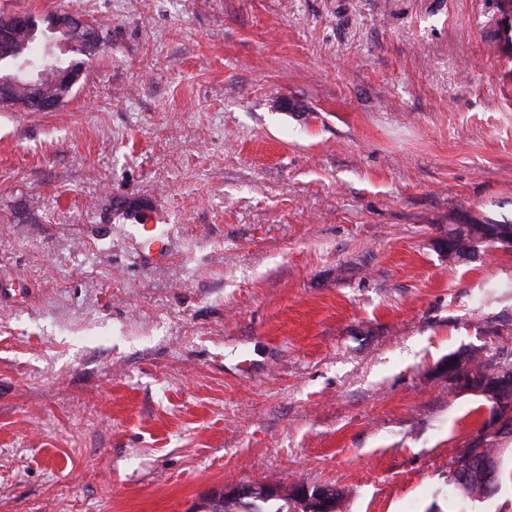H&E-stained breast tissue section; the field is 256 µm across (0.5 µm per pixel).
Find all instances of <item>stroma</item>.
<instances>
[{
    "label": "stroma",
    "mask_w": 512,
    "mask_h": 512,
    "mask_svg": "<svg viewBox=\"0 0 512 512\" xmlns=\"http://www.w3.org/2000/svg\"><path fill=\"white\" fill-rule=\"evenodd\" d=\"M101 46L0 111V512H190L239 482L342 512H512L448 462L512 363V0H0ZM52 22L53 31L55 33H61L64 37L58 40L59 44L54 41L51 42L55 47L59 46L61 42L73 44V40H77L74 38L77 34H85V39L95 41V34L88 31L87 28H85V25L70 13H59ZM487 240L480 236H471L469 241L465 243L466 252L461 248L460 241L457 237V233L448 232V238H446L445 246L448 250V256L452 259L458 260H469L473 258L472 255L479 253L480 245L486 243ZM463 366L462 371H460L452 362H448V360L443 365L444 371L448 372V366L454 367L453 371H449L448 373L453 377L457 374L456 382L460 385L464 384V378L469 382L470 388H477L483 381L496 379V380H507L510 382V390H507L505 394V398L511 397L510 401H507L503 404H499L500 413L502 415L505 414V409L508 407L510 403L512 408V366L511 367H503V366H492L483 363L478 360L476 357L472 355H466L463 357Z\"/></svg>",
    "instance_id": "35a3bbf8"
}]
</instances>
